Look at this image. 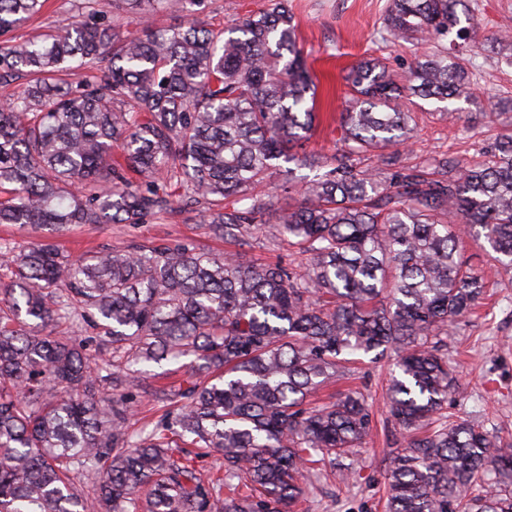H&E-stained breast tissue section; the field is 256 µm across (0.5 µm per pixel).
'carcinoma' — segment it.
<instances>
[{"mask_svg":"<svg viewBox=\"0 0 512 512\" xmlns=\"http://www.w3.org/2000/svg\"><path fill=\"white\" fill-rule=\"evenodd\" d=\"M116 2L182 20L122 37L85 0L56 33L16 42L45 0H0V83L28 77L0 108V224L34 234L0 242V512H293L322 467L355 472L371 405L357 391L308 398L370 353L395 357L388 413L406 432L384 459L388 512H512V445L446 413L458 381L445 341L486 288L464 239L512 269V135L477 162L404 158V101L469 93L459 54L482 41L472 17L459 26L463 0H389L383 39L427 50L398 74L374 58L351 67L329 158L306 150L316 83L288 0L225 29L200 20L202 0ZM104 56L103 80L76 78ZM270 187L297 196L270 235L308 253L302 270L192 240L78 257L50 243L196 204L209 237L242 246ZM62 322L95 333L53 335ZM187 357L179 384L146 391L170 404L163 419L131 431L141 374ZM122 359L139 369L120 373ZM211 455L223 475L205 481L196 459ZM490 481L495 493L470 494Z\"/></svg>","mask_w":512,"mask_h":512,"instance_id":"obj_1","label":"carcinoma"}]
</instances>
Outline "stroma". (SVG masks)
Here are the masks:
<instances>
[{
  "label": "stroma",
  "mask_w": 512,
  "mask_h": 512,
  "mask_svg": "<svg viewBox=\"0 0 512 512\" xmlns=\"http://www.w3.org/2000/svg\"><path fill=\"white\" fill-rule=\"evenodd\" d=\"M82 2L48 0L41 13L16 30V37L27 39L54 30L76 14ZM466 3L482 35L512 32V0ZM289 5L298 24V44L318 77L319 119L309 147L329 157L336 152V121L347 91L343 81L346 70L374 57L397 71L413 58L416 48L382 40L388 0H290ZM96 8L99 19L128 36H141L179 20L176 13L165 11L139 20L113 9L112 0H98ZM469 70L474 96L454 101L459 121L448 122L443 103L436 100L415 98L408 103L415 127L407 149L411 162L447 156L479 159L512 128V113L497 115L489 110L490 102L512 101V65L485 51L471 58ZM180 239L195 240L207 249L223 247L222 242L208 237L196 206L146 224L82 225L60 238L59 244L77 255L101 246L124 249L132 244ZM245 250L253 258L279 259L297 269L307 262L298 248L272 239L262 230L249 238ZM466 254L487 284L486 306L448 328V356L459 378V392L450 412L512 439V271H504L480 244L468 243ZM394 370L390 356L357 365L352 385L373 409V430L359 452L357 474L346 482L332 474L321 476L307 489L299 512H385L382 460L402 441L399 428L386 422V389Z\"/></svg>",
  "instance_id": "1"
}]
</instances>
